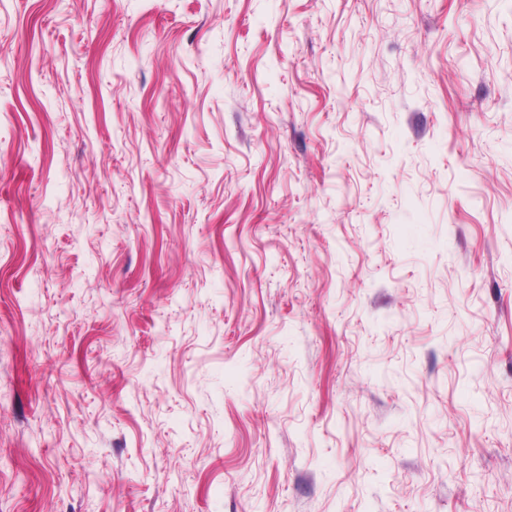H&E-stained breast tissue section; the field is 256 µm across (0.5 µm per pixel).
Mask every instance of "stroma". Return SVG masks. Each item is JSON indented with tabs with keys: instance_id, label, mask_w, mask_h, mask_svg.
Listing matches in <instances>:
<instances>
[{
	"instance_id": "obj_1",
	"label": "stroma",
	"mask_w": 512,
	"mask_h": 512,
	"mask_svg": "<svg viewBox=\"0 0 512 512\" xmlns=\"http://www.w3.org/2000/svg\"><path fill=\"white\" fill-rule=\"evenodd\" d=\"M0 512H512V0H0Z\"/></svg>"
}]
</instances>
